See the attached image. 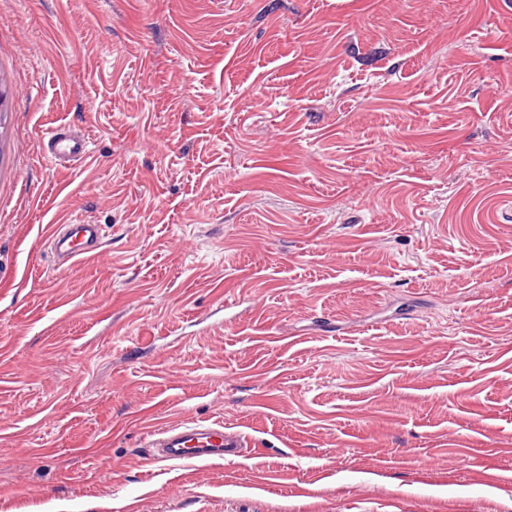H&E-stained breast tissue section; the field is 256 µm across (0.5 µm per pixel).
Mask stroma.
Wrapping results in <instances>:
<instances>
[{
  "label": "stroma",
  "mask_w": 512,
  "mask_h": 512,
  "mask_svg": "<svg viewBox=\"0 0 512 512\" xmlns=\"http://www.w3.org/2000/svg\"><path fill=\"white\" fill-rule=\"evenodd\" d=\"M0 80V512H512V0H0ZM45 155L59 162L67 159L72 165L85 158L89 152V141L83 135L64 128L51 130L44 138ZM70 227L67 259L71 263L95 258L99 251L96 244L104 237L102 224H63ZM148 447L152 457L172 462H207L238 453V448L252 445L237 431L222 423L186 420L165 429L150 431Z\"/></svg>",
  "instance_id": "stroma-1"
}]
</instances>
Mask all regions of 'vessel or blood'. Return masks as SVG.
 <instances>
[{"instance_id":"1","label":"vessel or blood","mask_w":512,"mask_h":512,"mask_svg":"<svg viewBox=\"0 0 512 512\" xmlns=\"http://www.w3.org/2000/svg\"><path fill=\"white\" fill-rule=\"evenodd\" d=\"M44 152L53 161L76 163L89 152V141L83 135L63 128L51 130L43 139ZM104 236L100 224H74L70 227L67 259L77 263L97 256V245ZM249 442L239 432L220 423L186 420L165 429L150 431L148 446L156 459L172 462H207L236 453Z\"/></svg>"}]
</instances>
